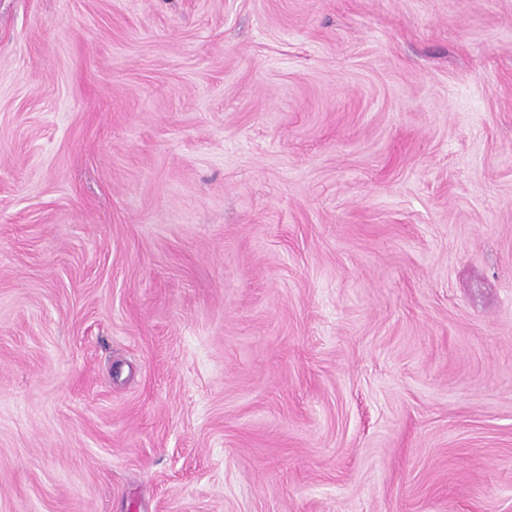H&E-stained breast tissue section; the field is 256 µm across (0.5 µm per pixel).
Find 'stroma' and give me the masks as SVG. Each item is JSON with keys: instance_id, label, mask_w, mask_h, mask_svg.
I'll return each mask as SVG.
<instances>
[{"instance_id": "obj_1", "label": "stroma", "mask_w": 512, "mask_h": 512, "mask_svg": "<svg viewBox=\"0 0 512 512\" xmlns=\"http://www.w3.org/2000/svg\"><path fill=\"white\" fill-rule=\"evenodd\" d=\"M0 512H512V0H0Z\"/></svg>"}]
</instances>
